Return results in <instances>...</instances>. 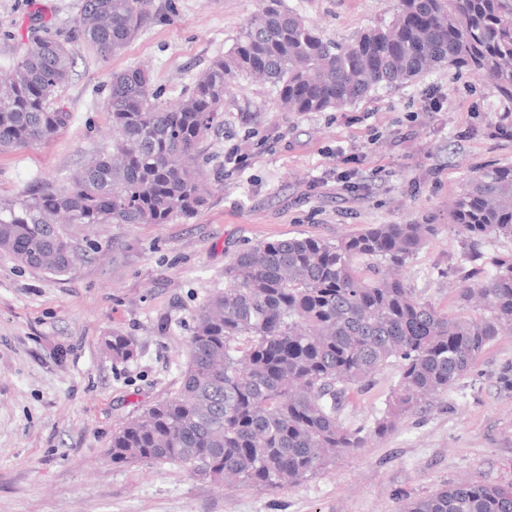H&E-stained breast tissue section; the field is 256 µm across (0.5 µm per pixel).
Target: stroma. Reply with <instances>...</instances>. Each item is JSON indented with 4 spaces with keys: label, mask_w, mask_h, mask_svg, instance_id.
<instances>
[{
    "label": "stroma",
    "mask_w": 512,
    "mask_h": 512,
    "mask_svg": "<svg viewBox=\"0 0 512 512\" xmlns=\"http://www.w3.org/2000/svg\"><path fill=\"white\" fill-rule=\"evenodd\" d=\"M328 40L389 19L395 0H286ZM81 0H0V68L18 39L50 28L74 43L60 103L67 128L45 145L0 153V200L60 179L112 142L105 99L113 72L143 62L161 100L179 97L234 45L255 0H149L142 27L101 59L77 40ZM492 85L435 67L342 110L284 112L268 82L240 76L224 120L203 143L206 206L168 224H109L64 276L0 250V512H400L467 480L512 487V392L497 380L512 335L473 374L402 417L391 434L338 455L319 474L274 491L219 487L171 464H114L112 435L178 388L192 317L224 287V266L255 243L294 236L336 241L370 224H435L403 274L416 296L456 312L450 287L469 241L448 227V203L474 166L512 164V141L490 134ZM236 147L247 167L226 165ZM136 355L112 357V334ZM398 376L388 365L349 390L339 420L372 429Z\"/></svg>",
    "instance_id": "35a3bbf8"
}]
</instances>
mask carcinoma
<instances>
[{
    "mask_svg": "<svg viewBox=\"0 0 512 512\" xmlns=\"http://www.w3.org/2000/svg\"><path fill=\"white\" fill-rule=\"evenodd\" d=\"M149 0H82L78 40L107 59L137 32ZM74 47L50 34L15 51L0 78V152L52 141L71 120L57 104ZM446 66L492 84L501 104L491 134L512 140V0H397L392 21L344 43L286 4L256 0L235 44L193 86L162 102L147 66L112 73L106 111L112 145L62 179L0 203V250L56 276L84 260L79 236L107 224H168L206 205L200 144L224 112L239 75L278 92L284 112L355 103ZM457 235L512 240V165L470 170L448 208ZM437 224H370L336 243L291 237L257 243L224 267V290L193 315L177 392L112 434V462L172 464L203 479L276 490L326 469L366 436L342 426L338 400L392 362L399 380L371 430L382 438L422 402L471 373L498 337L512 333V255L492 270L461 268L450 315L422 301L400 269ZM368 260L376 278L355 262ZM112 357L134 355L115 334ZM402 512H512V487L471 481L408 497Z\"/></svg>",
    "mask_w": 512,
    "mask_h": 512,
    "instance_id": "cac0c4a2",
    "label": "carcinoma"
}]
</instances>
